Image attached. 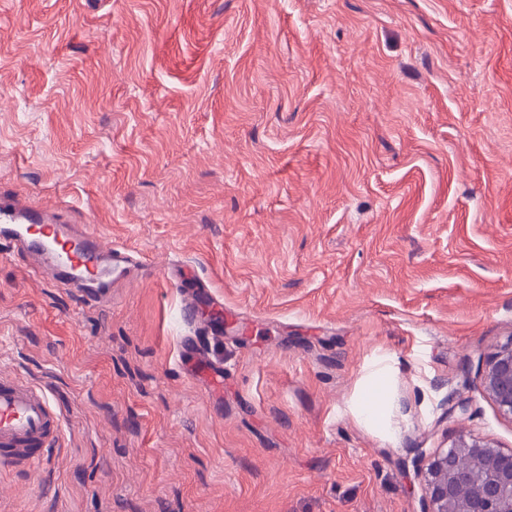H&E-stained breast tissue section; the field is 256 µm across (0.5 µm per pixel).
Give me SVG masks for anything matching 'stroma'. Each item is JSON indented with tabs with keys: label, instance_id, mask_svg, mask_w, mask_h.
<instances>
[{
	"label": "stroma",
	"instance_id": "1",
	"mask_svg": "<svg viewBox=\"0 0 512 512\" xmlns=\"http://www.w3.org/2000/svg\"><path fill=\"white\" fill-rule=\"evenodd\" d=\"M1 195L148 270L88 304L0 256V378L62 424L0 512H417V450L512 449L479 385L512 335V0H0ZM380 362L387 435L353 413ZM184 355H189L193 358L197 370L203 375L210 383L219 384L224 382V366L211 361L207 355L197 353L192 348H184Z\"/></svg>",
	"mask_w": 512,
	"mask_h": 512
}]
</instances>
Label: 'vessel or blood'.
<instances>
[{
  "label": "vessel or blood",
  "mask_w": 512,
  "mask_h": 512,
  "mask_svg": "<svg viewBox=\"0 0 512 512\" xmlns=\"http://www.w3.org/2000/svg\"><path fill=\"white\" fill-rule=\"evenodd\" d=\"M0 245L58 269L95 303L110 294L112 274H124L135 264L129 251L105 245L90 227L47 223L41 213L10 199H0ZM192 358L210 383L223 382V365L197 352ZM60 427L43 392L20 381H0V461L34 464Z\"/></svg>",
  "instance_id": "b4317fda"
}]
</instances>
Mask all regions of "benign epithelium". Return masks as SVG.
<instances>
[{
    "mask_svg": "<svg viewBox=\"0 0 512 512\" xmlns=\"http://www.w3.org/2000/svg\"><path fill=\"white\" fill-rule=\"evenodd\" d=\"M483 392L512 420V335L487 360ZM425 495L419 512H512V449L463 434L418 469Z\"/></svg>",
    "mask_w": 512,
    "mask_h": 512,
    "instance_id": "1",
    "label": "benign epithelium"
}]
</instances>
